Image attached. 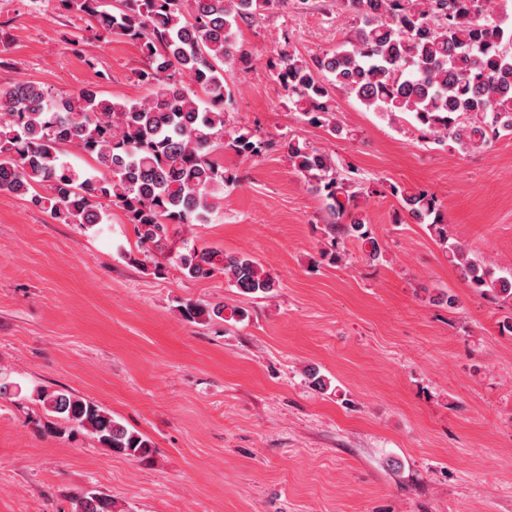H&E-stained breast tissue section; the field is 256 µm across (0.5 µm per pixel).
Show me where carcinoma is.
Segmentation results:
<instances>
[{"instance_id":"cac0c4a2","label":"carcinoma","mask_w":512,"mask_h":512,"mask_svg":"<svg viewBox=\"0 0 512 512\" xmlns=\"http://www.w3.org/2000/svg\"><path fill=\"white\" fill-rule=\"evenodd\" d=\"M512 0H333L336 14L359 19L336 51L306 58L289 37L268 69L280 82L288 109L306 121L342 133L330 88L390 119L410 115L423 139L461 153L512 134ZM69 11L97 18L107 34L137 42L148 60L140 71L152 88L140 102L102 97L92 88L54 98L32 82L0 88V191L31 194V202L61 224H100L102 200L125 211L147 260L166 248L174 224H208L235 189L239 176L225 169L217 145L243 158L283 152L320 197L328 247L321 257L341 263L345 240L366 256H381L359 210L363 183L340 170L329 152L286 133L262 138L228 127L224 64L244 60L234 39L239 23L252 22L288 0H61ZM188 74L193 83L180 77ZM70 146L95 162L81 176L60 159ZM44 193H30L34 186ZM401 207L425 224L448 253V262L474 293L512 306V269L496 272L484 258L450 242L434 195L390 186ZM182 273L204 279L224 273L242 295L267 297L280 287L253 259L213 247L186 245L172 257ZM223 304L187 302L190 322L224 318ZM34 400L72 432L84 431L114 454L147 461L153 445L93 400L66 389L40 387ZM74 512H114V502L92 491L74 497Z\"/></svg>"}]
</instances>
